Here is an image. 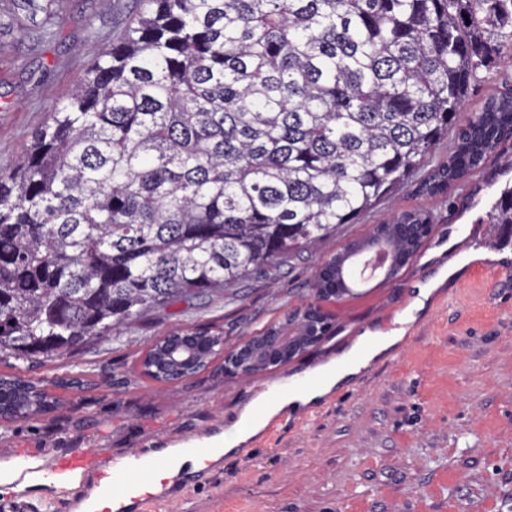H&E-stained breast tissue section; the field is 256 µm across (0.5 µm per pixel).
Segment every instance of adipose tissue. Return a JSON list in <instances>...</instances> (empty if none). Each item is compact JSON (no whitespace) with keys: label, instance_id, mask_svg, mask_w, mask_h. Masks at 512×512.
<instances>
[{"label":"adipose tissue","instance_id":"ef3b65f1","mask_svg":"<svg viewBox=\"0 0 512 512\" xmlns=\"http://www.w3.org/2000/svg\"><path fill=\"white\" fill-rule=\"evenodd\" d=\"M397 341V336H382L368 330L350 349L340 353L336 360L314 368V376L320 379L318 385L299 389L295 386V377L283 378L282 385L287 389L286 394L274 397L264 393L243 405L236 420L225 429L223 439L216 443L213 459H220L255 438L274 416L288 410L296 412L318 403L335 387L359 375L362 369L367 368Z\"/></svg>","mask_w":512,"mask_h":512}]
</instances>
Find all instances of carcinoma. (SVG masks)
<instances>
[{
  "label": "carcinoma",
  "mask_w": 512,
  "mask_h": 512,
  "mask_svg": "<svg viewBox=\"0 0 512 512\" xmlns=\"http://www.w3.org/2000/svg\"><path fill=\"white\" fill-rule=\"evenodd\" d=\"M17 167L0 172V358L46 363L267 275L425 166L477 172L512 95L448 136L512 0H138ZM512 237V189L492 207ZM183 347L166 340L169 362ZM43 380L0 377V405Z\"/></svg>",
  "instance_id": "obj_1"
}]
</instances>
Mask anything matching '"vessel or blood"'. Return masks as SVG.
I'll list each match as a JSON object with an SVG mask.
<instances>
[{"mask_svg":"<svg viewBox=\"0 0 512 512\" xmlns=\"http://www.w3.org/2000/svg\"><path fill=\"white\" fill-rule=\"evenodd\" d=\"M23 464L28 474H46L51 483L63 486L79 475L91 476L95 488L92 496L84 498L81 512H126L123 503L127 495H135L143 507H151L161 498V487L180 485V478H159V464L142 469L117 472L103 464L96 453L88 448H77L42 462L31 453H23Z\"/></svg>","mask_w":512,"mask_h":512,"instance_id":"b4317fda","label":"vessel or blood"}]
</instances>
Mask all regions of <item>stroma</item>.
<instances>
[{
	"label": "stroma",
	"instance_id": "obj_1",
	"mask_svg": "<svg viewBox=\"0 0 512 512\" xmlns=\"http://www.w3.org/2000/svg\"><path fill=\"white\" fill-rule=\"evenodd\" d=\"M54 21L41 40L13 0H0V169L13 168L53 108L68 100L98 52L111 48L134 12L133 0H40ZM494 62L468 89L464 127L490 98L512 90V41L495 43ZM498 158L460 185L429 193L413 177L358 223L288 265L220 295L131 321L114 339L0 376L50 383V410L19 423L0 421V462L24 449L48 461L93 448L111 465L129 452L176 448L222 434L239 407L274 381L328 362L368 329L402 339L371 367L302 414L273 419L260 438L212 464L207 477L164 495L151 512H512V246L494 259L486 237L490 209L512 186V139ZM432 214L414 257L326 302L315 282L329 258L406 212ZM485 257L459 265L462 254ZM453 282L415 309L418 289L443 266ZM321 305L320 340L288 363L241 377L223 356L191 376L159 382L142 360L158 338L178 331L222 336L233 348L296 311ZM89 479L65 494L27 487L39 512H81Z\"/></svg>",
	"mask_w": 512,
	"mask_h": 512
}]
</instances>
